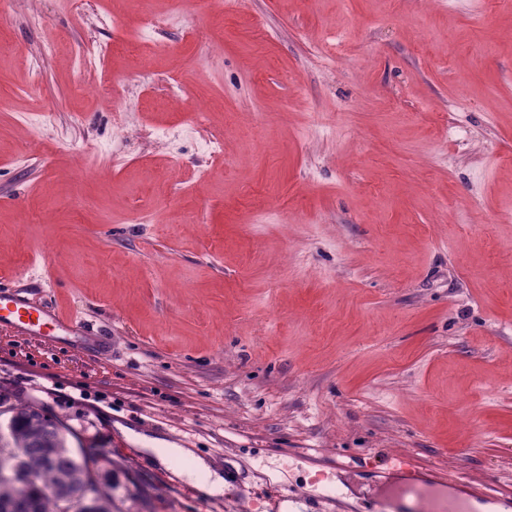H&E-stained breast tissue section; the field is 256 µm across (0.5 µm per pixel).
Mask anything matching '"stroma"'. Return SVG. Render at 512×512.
<instances>
[{"instance_id": "stroma-1", "label": "stroma", "mask_w": 512, "mask_h": 512, "mask_svg": "<svg viewBox=\"0 0 512 512\" xmlns=\"http://www.w3.org/2000/svg\"><path fill=\"white\" fill-rule=\"evenodd\" d=\"M165 9L0 15V272L112 339L0 330V392L102 449L112 512H512V0ZM147 451L157 452L158 459L164 464L168 465L170 461L173 463L176 459L191 456L194 460V469L187 472L189 477H195L197 472H204L208 478L205 482L197 483L198 490L205 496H213L216 494L224 493V475L222 476L218 471L212 470L210 464L206 460L194 456L193 453L187 448H164V451L158 452L159 448H143ZM226 484V483H225Z\"/></svg>"}]
</instances>
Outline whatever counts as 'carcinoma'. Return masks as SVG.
Instances as JSON below:
<instances>
[{"mask_svg":"<svg viewBox=\"0 0 512 512\" xmlns=\"http://www.w3.org/2000/svg\"><path fill=\"white\" fill-rule=\"evenodd\" d=\"M5 413L10 418L0 430V461L14 464L27 484L22 490L0 479V512H112V482L101 467L108 458L95 444L78 437L71 447L67 427L35 402L0 404V416Z\"/></svg>","mask_w":512,"mask_h":512,"instance_id":"obj_1","label":"carcinoma"}]
</instances>
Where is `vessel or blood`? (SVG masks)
<instances>
[{
    "instance_id": "1",
    "label": "vessel or blood",
    "mask_w": 512,
    "mask_h": 512,
    "mask_svg": "<svg viewBox=\"0 0 512 512\" xmlns=\"http://www.w3.org/2000/svg\"><path fill=\"white\" fill-rule=\"evenodd\" d=\"M0 326L34 338H44L54 344L83 348L87 338L105 340L106 335L91 327L84 319L56 311L52 306L35 301L28 283L11 278L0 287Z\"/></svg>"
}]
</instances>
